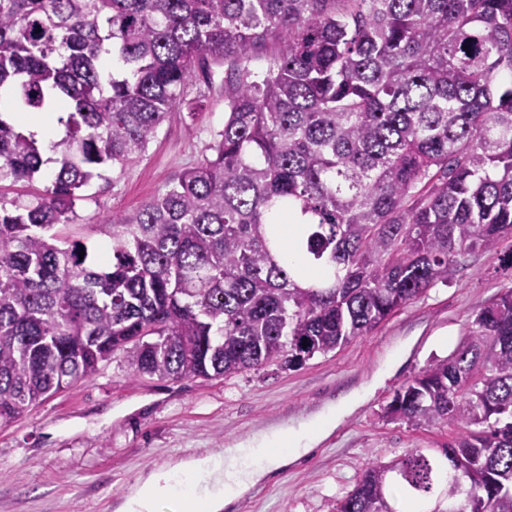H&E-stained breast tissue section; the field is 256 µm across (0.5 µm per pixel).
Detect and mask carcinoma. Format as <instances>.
<instances>
[{"instance_id":"1","label":"carcinoma","mask_w":512,"mask_h":512,"mask_svg":"<svg viewBox=\"0 0 512 512\" xmlns=\"http://www.w3.org/2000/svg\"><path fill=\"white\" fill-rule=\"evenodd\" d=\"M214 65L223 129L163 193L98 219L110 264L59 236L94 179L204 107L190 87ZM4 91L66 133L45 147L0 119V181L58 164L0 202V426L117 352L172 381L299 368L512 235V0H0ZM288 222L290 265L270 231ZM387 414L460 433L368 469L335 512H397L394 489L512 512V289ZM54 164L47 165L43 174L32 183L26 182L11 183L10 180H4L0 183V199L4 202L21 198L27 199L32 195L42 192L51 182V171Z\"/></svg>"}]
</instances>
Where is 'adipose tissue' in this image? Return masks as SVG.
Wrapping results in <instances>:
<instances>
[{
	"instance_id": "obj_1",
	"label": "adipose tissue",
	"mask_w": 512,
	"mask_h": 512,
	"mask_svg": "<svg viewBox=\"0 0 512 512\" xmlns=\"http://www.w3.org/2000/svg\"><path fill=\"white\" fill-rule=\"evenodd\" d=\"M329 412L308 427L281 434L253 448H228L223 461L205 456L183 460L139 480L121 512H228L250 488L304 454L336 422Z\"/></svg>"
}]
</instances>
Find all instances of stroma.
I'll list each match as a JSON object with an SVG mask.
<instances>
[{
	"mask_svg": "<svg viewBox=\"0 0 512 512\" xmlns=\"http://www.w3.org/2000/svg\"><path fill=\"white\" fill-rule=\"evenodd\" d=\"M223 71L199 115L164 123L145 156L117 181L96 180L59 233L89 240L99 260L111 240L90 218L139 207L202 157L224 126ZM512 288V266L474 249L377 329L291 370L273 362L226 377L134 379L122 355L93 377L0 427V512H119L132 485L190 456L220 454L352 403L328 435L233 512H334L372 465L457 435L441 423L411 428L386 417L395 392L465 339L478 312Z\"/></svg>",
	"mask_w": 512,
	"mask_h": 512,
	"instance_id": "stroma-1",
	"label": "stroma"
}]
</instances>
